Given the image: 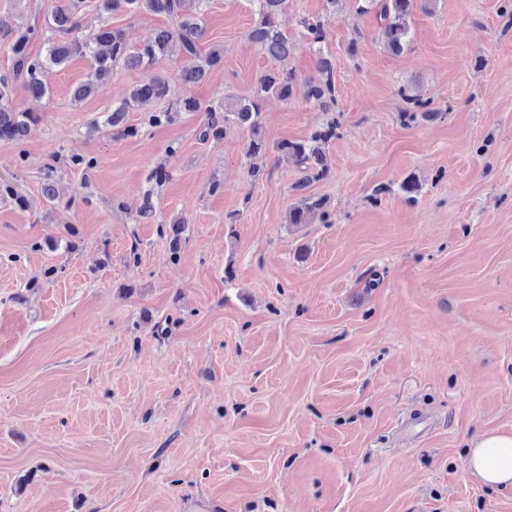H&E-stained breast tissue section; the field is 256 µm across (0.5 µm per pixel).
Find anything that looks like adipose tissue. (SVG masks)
Segmentation results:
<instances>
[{
    "mask_svg": "<svg viewBox=\"0 0 512 512\" xmlns=\"http://www.w3.org/2000/svg\"><path fill=\"white\" fill-rule=\"evenodd\" d=\"M466 465L470 475L483 485H512V433L491 430L473 439Z\"/></svg>",
    "mask_w": 512,
    "mask_h": 512,
    "instance_id": "1",
    "label": "adipose tissue"
}]
</instances>
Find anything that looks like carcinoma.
<instances>
[{
    "label": "carcinoma",
    "mask_w": 512,
    "mask_h": 512,
    "mask_svg": "<svg viewBox=\"0 0 512 512\" xmlns=\"http://www.w3.org/2000/svg\"><path fill=\"white\" fill-rule=\"evenodd\" d=\"M51 10V29L54 36L45 39V52L32 54L31 45L37 36L33 26H16L6 17H0V37L10 40L9 49L13 59L12 73L0 75V145L19 144L27 139L38 117L12 107L10 100L16 82H21L34 97L40 98L49 92L47 76L57 67L65 65L75 57H88L92 72L88 79L73 91L76 101L90 97L110 76L112 70L121 65L130 68H150L166 57L171 46L179 44L186 64L182 76L188 83L202 80L208 68L221 61V52L214 49L206 57L200 55V42L205 36L203 12L206 0H55ZM259 21L251 28L249 39L262 52L274 59H284L296 49L280 29L279 17L285 9L286 0H256ZM357 9L367 12L376 10L380 21L379 40L386 51L398 55L410 42L409 21L414 0H356ZM337 0H325V14L305 18L302 25L306 31L307 44L317 53L318 76L300 80L295 73L284 70H269L259 79L260 93L272 94L283 100L298 92L308 102L318 104L324 111L331 110L336 102L334 66L321 51L320 43L325 39V26L335 15ZM95 7L103 23L90 35L81 34L79 13L85 7ZM124 8L144 10L162 14L169 26L157 30L152 40L133 46L119 29L109 24L110 15ZM168 87L165 79L158 75L134 86L129 95L112 106L104 124L112 128V134L121 138H135L145 127L170 125L190 112L205 111L207 118L200 129L203 141L224 139L232 127L246 128L250 135L244 144L247 157L268 150L260 134L259 105L253 98H240L231 104L219 103L207 107L194 97H185L168 108L149 111L139 125L126 123V113L150 100L166 97ZM336 137V120L317 127L300 140H282L275 144L278 157L293 163L301 172L297 188L302 190L315 180L322 178L327 169L324 163V145ZM118 207L133 216L151 221L156 217L153 192L145 191L133 206L125 202ZM318 215L325 224L331 223L328 200L317 195H304L288 210L287 223L307 224L310 217ZM185 220L178 219L167 224L160 222V235L168 241L172 258H177Z\"/></svg>",
    "instance_id": "carcinoma-1"
}]
</instances>
